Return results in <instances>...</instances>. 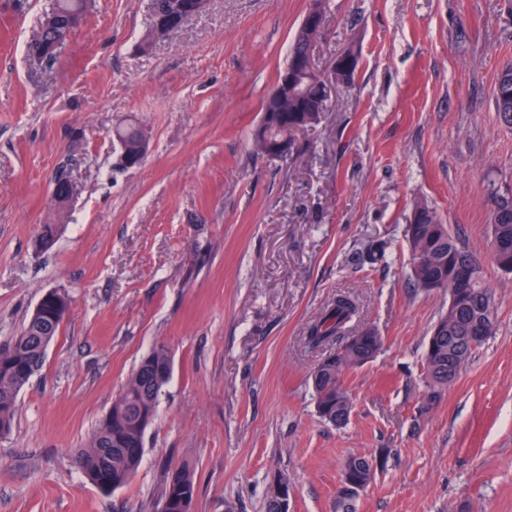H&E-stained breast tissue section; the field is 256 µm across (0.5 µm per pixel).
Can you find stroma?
<instances>
[{"instance_id": "1", "label": "stroma", "mask_w": 512, "mask_h": 512, "mask_svg": "<svg viewBox=\"0 0 512 512\" xmlns=\"http://www.w3.org/2000/svg\"><path fill=\"white\" fill-rule=\"evenodd\" d=\"M314 59L359 53L288 161L250 134L312 0H210L147 50L148 0H95L52 66L27 45L49 0H0V345L49 290L71 310L0 436V512H158L169 469L193 512H335L346 461L387 449L356 512H512V274L492 260L491 196L512 187L494 86L512 64V0H321ZM133 120L150 152L117 164ZM78 194L54 246L58 173ZM437 209L495 295L493 336L424 407V354L448 309L411 277L414 202ZM379 248L377 264L357 253ZM383 346L344 376L345 426L319 416L305 342L336 295ZM173 362L142 463L105 493L74 457L139 360ZM195 493L193 470L183 465L168 471L161 502L169 505L167 512H192ZM268 492L271 498L279 506V512H291V503L293 499V487L286 477H275L268 486ZM266 491L265 511L278 512L276 504L270 499Z\"/></svg>"}]
</instances>
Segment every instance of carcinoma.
Listing matches in <instances>:
<instances>
[{
  "label": "carcinoma",
  "instance_id": "carcinoma-1",
  "mask_svg": "<svg viewBox=\"0 0 512 512\" xmlns=\"http://www.w3.org/2000/svg\"><path fill=\"white\" fill-rule=\"evenodd\" d=\"M56 39V30L39 28L28 44L29 55L40 53L43 44ZM314 42L299 26L291 43L289 54L313 55ZM344 53L352 59L350 71L336 74V83L350 85L357 71L359 56L348 47ZM329 96L321 88L320 74L316 70H303L288 90L270 91L264 103L260 137H252L257 153L268 155L270 142L284 141L294 148V135L321 121L327 111ZM496 116L504 126L512 127V67L503 69L497 78L495 91ZM121 136L134 149L139 140L148 136L138 124L121 129ZM493 245L497 266L504 260L512 262V190L497 192L493 197ZM406 239L413 258L412 275L417 287L426 289L436 283L448 291V312L434 325L425 354L427 406L441 398L442 390L457 378L476 346L469 336L484 328V337L495 329V300L484 281V274L465 276L468 265L477 259L459 242L439 213L426 203L417 202L412 208ZM70 311L68 298L56 293L53 310L45 314H31L16 336L0 347V435L12 427L17 399L30 379L41 368L46 350L65 322ZM356 311L347 296L336 298L308 330L307 342L313 347L327 346L346 327ZM382 339L377 332L365 328L355 342H346L330 356H340L345 369L363 366L362 358L371 348L381 349ZM343 369V370H345ZM343 370L336 362L323 358L311 373V383L319 416L336 424V383ZM172 371L168 349L153 347L140 360L128 377L122 391L112 402L104 418L98 423L85 447L78 450L75 463L80 471L100 490L108 492L123 487L139 468L144 439L153 423L163 388L168 383L165 374ZM373 457L353 456L345 463L342 475L351 476L368 488L375 469ZM196 493L193 470L187 465L167 473L161 502L168 505L167 512H192Z\"/></svg>",
  "mask_w": 512,
  "mask_h": 512
}]
</instances>
